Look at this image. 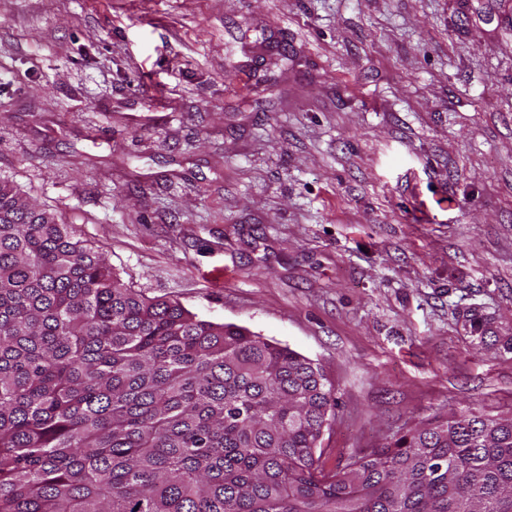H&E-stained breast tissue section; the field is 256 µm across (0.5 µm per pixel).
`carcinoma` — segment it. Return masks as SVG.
Returning a JSON list of instances; mask_svg holds the SVG:
<instances>
[{
	"mask_svg": "<svg viewBox=\"0 0 512 512\" xmlns=\"http://www.w3.org/2000/svg\"><path fill=\"white\" fill-rule=\"evenodd\" d=\"M333 407L311 359L135 292L0 180V512H512V415L325 475Z\"/></svg>",
	"mask_w": 512,
	"mask_h": 512,
	"instance_id": "obj_1",
	"label": "carcinoma"
}]
</instances>
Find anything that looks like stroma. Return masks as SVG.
I'll list each match as a JSON object with an SVG mask.
<instances>
[{
	"label": "stroma",
	"mask_w": 512,
	"mask_h": 512,
	"mask_svg": "<svg viewBox=\"0 0 512 512\" xmlns=\"http://www.w3.org/2000/svg\"><path fill=\"white\" fill-rule=\"evenodd\" d=\"M0 179L317 363L325 472L512 415V0H0Z\"/></svg>",
	"instance_id": "1"
}]
</instances>
